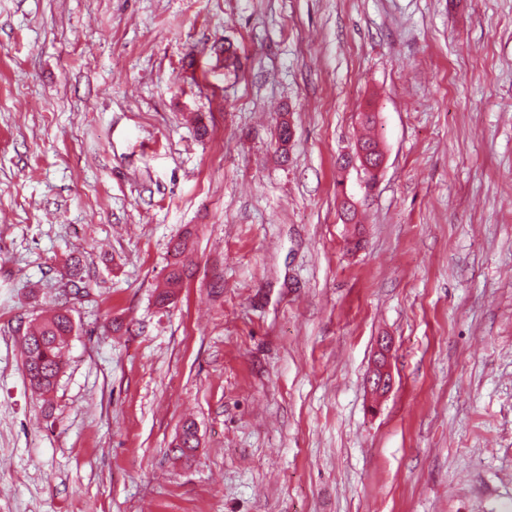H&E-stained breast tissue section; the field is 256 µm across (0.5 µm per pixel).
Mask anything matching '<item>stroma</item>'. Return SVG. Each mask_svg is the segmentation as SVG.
<instances>
[{
  "label": "stroma",
  "mask_w": 512,
  "mask_h": 512,
  "mask_svg": "<svg viewBox=\"0 0 512 512\" xmlns=\"http://www.w3.org/2000/svg\"><path fill=\"white\" fill-rule=\"evenodd\" d=\"M508 505L512 0H0V512ZM376 155H378V157H376ZM384 164L385 154L382 147L374 151L372 148L358 146L356 153L352 154L350 163L346 165L345 170L353 168L357 171L358 184L361 188H365L367 182H369L368 191H364L367 196L372 190V185L377 182ZM370 178H372V180H369ZM184 245L182 243H176L174 246V257L175 261L171 265V269L164 282V287L158 293V302L162 305L169 303L175 296V288H178L182 279V267H180L182 261L180 260L181 255L184 253ZM74 331L68 310L35 320L24 333V366L31 387L41 396L55 389L66 365V349ZM378 345V356L368 378V383L374 394L384 396L393 385L392 373L388 362L391 342L388 338L382 337Z\"/></svg>",
  "instance_id": "stroma-1"
}]
</instances>
